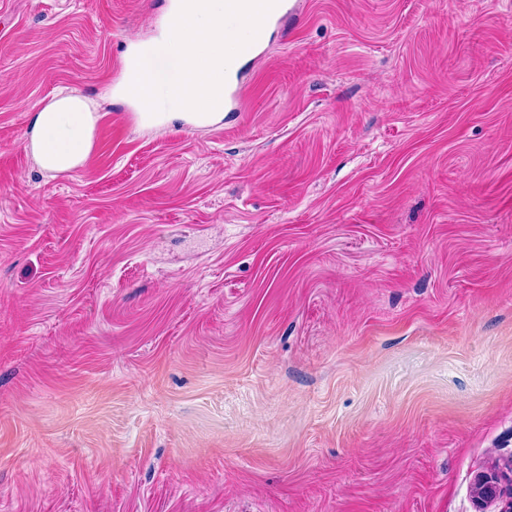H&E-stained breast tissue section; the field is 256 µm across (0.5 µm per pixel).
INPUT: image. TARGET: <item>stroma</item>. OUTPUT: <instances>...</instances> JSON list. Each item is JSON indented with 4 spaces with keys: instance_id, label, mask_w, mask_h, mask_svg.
I'll return each mask as SVG.
<instances>
[{
    "instance_id": "1",
    "label": "stroma",
    "mask_w": 512,
    "mask_h": 512,
    "mask_svg": "<svg viewBox=\"0 0 512 512\" xmlns=\"http://www.w3.org/2000/svg\"><path fill=\"white\" fill-rule=\"evenodd\" d=\"M169 0H0V512H474L512 456V0H301L220 122L109 91ZM76 169L29 148L61 89ZM94 122L88 98L60 90L31 124L32 154L41 170L64 172L80 165L91 149Z\"/></svg>"
}]
</instances>
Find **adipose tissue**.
Returning <instances> with one entry per match:
<instances>
[{
  "mask_svg": "<svg viewBox=\"0 0 512 512\" xmlns=\"http://www.w3.org/2000/svg\"><path fill=\"white\" fill-rule=\"evenodd\" d=\"M94 122L88 98L58 92L51 104L35 113L31 124L30 144L41 170L64 172L80 165L91 149Z\"/></svg>",
  "mask_w": 512,
  "mask_h": 512,
  "instance_id": "obj_1",
  "label": "adipose tissue"
}]
</instances>
